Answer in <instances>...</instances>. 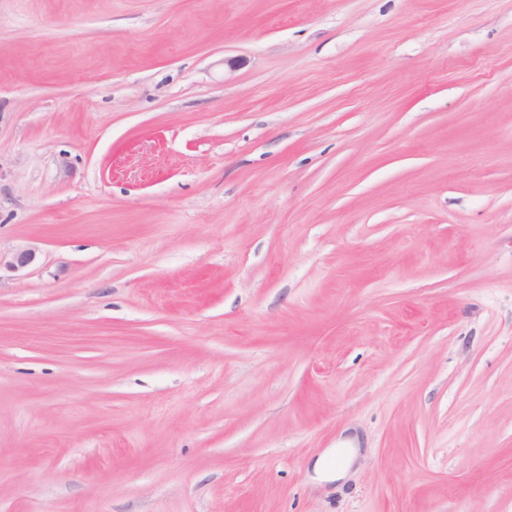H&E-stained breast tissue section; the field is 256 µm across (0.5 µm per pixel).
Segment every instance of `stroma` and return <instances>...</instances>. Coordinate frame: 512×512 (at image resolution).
<instances>
[{
  "label": "stroma",
  "instance_id": "stroma-1",
  "mask_svg": "<svg viewBox=\"0 0 512 512\" xmlns=\"http://www.w3.org/2000/svg\"><path fill=\"white\" fill-rule=\"evenodd\" d=\"M24 243L0 512H512V0H0Z\"/></svg>",
  "mask_w": 512,
  "mask_h": 512
}]
</instances>
